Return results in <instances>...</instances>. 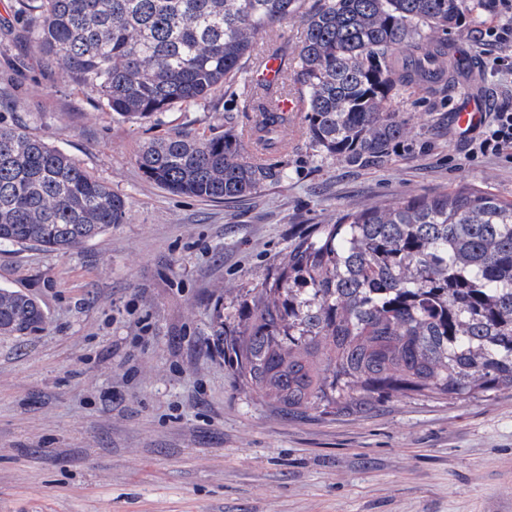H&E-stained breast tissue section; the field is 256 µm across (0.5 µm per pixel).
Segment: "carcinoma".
Wrapping results in <instances>:
<instances>
[{
  "label": "carcinoma",
  "mask_w": 512,
  "mask_h": 512,
  "mask_svg": "<svg viewBox=\"0 0 512 512\" xmlns=\"http://www.w3.org/2000/svg\"><path fill=\"white\" fill-rule=\"evenodd\" d=\"M15 0L17 38L62 65L97 106L147 120L207 99L252 56L255 36L303 23L293 67L259 93L256 138L276 147L293 89L304 134L355 167H381L407 141L394 99L451 83L471 64L426 41L462 24L468 0ZM165 191L234 200L283 178L233 134L188 133L137 153ZM126 200L76 160L0 123V244L69 251L124 222ZM41 305L0 287V335L43 328ZM211 339L242 388L292 418L364 413L417 395L442 401L512 389V200L460 184L347 208L298 233L234 315L216 303Z\"/></svg>",
  "instance_id": "cac0c4a2"
}]
</instances>
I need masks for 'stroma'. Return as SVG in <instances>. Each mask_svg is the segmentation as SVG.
Returning <instances> with one entry per match:
<instances>
[{
  "label": "stroma",
  "mask_w": 512,
  "mask_h": 512,
  "mask_svg": "<svg viewBox=\"0 0 512 512\" xmlns=\"http://www.w3.org/2000/svg\"><path fill=\"white\" fill-rule=\"evenodd\" d=\"M0 120L63 149L127 202L124 223L67 252L0 245V287L47 314L0 336V512H512V392L452 404L394 398L363 414L291 418L240 387L208 340L215 303L233 314L294 235L343 209L460 183L512 199V160L468 157L454 114L464 89L512 108V37L485 45L496 8L477 0L449 48L477 61L448 90L395 107L408 150L379 168L315 151L302 117L281 127L279 183L236 202L176 196L135 157L175 133L248 136L252 66L228 91L146 121L102 111L6 30Z\"/></svg>",
  "instance_id": "obj_1"
}]
</instances>
